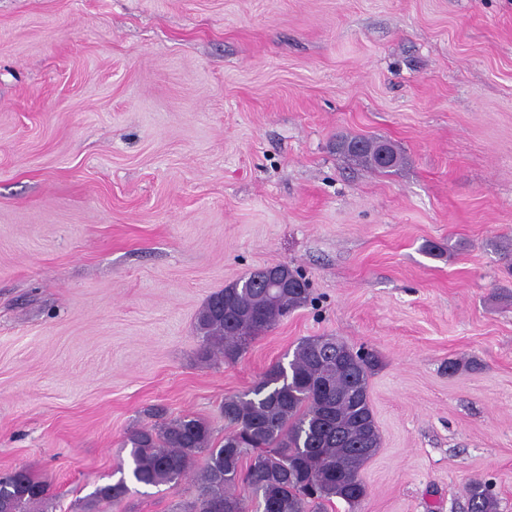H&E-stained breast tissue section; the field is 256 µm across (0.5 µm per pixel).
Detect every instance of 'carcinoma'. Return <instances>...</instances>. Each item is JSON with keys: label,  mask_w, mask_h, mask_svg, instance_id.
Wrapping results in <instances>:
<instances>
[{"label": "carcinoma", "mask_w": 512, "mask_h": 512, "mask_svg": "<svg viewBox=\"0 0 512 512\" xmlns=\"http://www.w3.org/2000/svg\"><path fill=\"white\" fill-rule=\"evenodd\" d=\"M382 147L394 164L379 161ZM338 149L380 172L404 162L395 146L380 138L346 137ZM277 270L297 287L286 292L266 287V273ZM309 295L307 281L286 264L248 272L213 293L198 312L199 357L239 360L257 336L305 305ZM378 364L374 353L355 351L333 336L306 338L288 364H273L250 390L224 398L222 442H215L208 421L189 414L132 432L129 479L145 486L176 483L202 456L199 493L185 512H249L237 492L241 485L259 498L262 512H324L336 500L353 509L368 494L360 470L381 444L369 394ZM47 491L24 471L0 476V512H36ZM128 491L123 477L99 485L85 509ZM466 493L468 512H497L489 485L470 483Z\"/></svg>", "instance_id": "carcinoma-1"}]
</instances>
